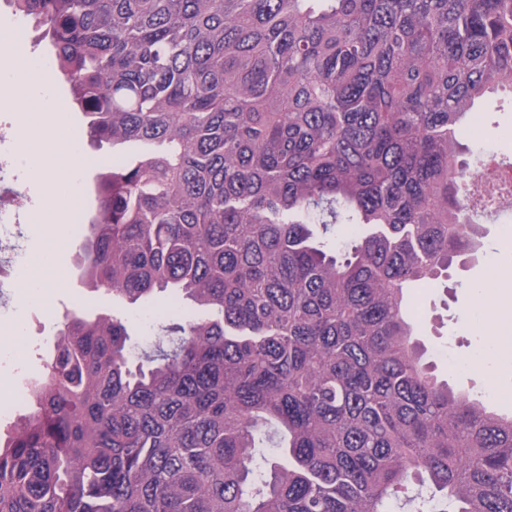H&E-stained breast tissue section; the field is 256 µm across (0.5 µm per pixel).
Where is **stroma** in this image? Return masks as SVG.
<instances>
[{
	"label": "stroma",
	"mask_w": 512,
	"mask_h": 512,
	"mask_svg": "<svg viewBox=\"0 0 512 512\" xmlns=\"http://www.w3.org/2000/svg\"><path fill=\"white\" fill-rule=\"evenodd\" d=\"M484 122L479 151H492L503 160L512 162V98L495 94L481 104ZM484 242V255L467 266H455L448 273L447 287L413 289L418 332L428 350L438 375L447 377L456 390L478 395L499 411L512 412V350L496 351L487 344L488 337L497 335L500 321H512V247L500 244L504 225L496 213L488 212L479 218ZM53 244L60 250V261L53 267H41L36 276L49 284L47 304L37 312H27L22 297H14L13 323L25 329L26 346L15 360H0V388L11 389L19 374L38 377L44 374L50 359L46 344L55 336L67 311L77 310L94 314L109 306L104 295L85 293L73 256L78 246L75 239L65 237L53 240L42 234L40 225H32L30 244L41 247ZM502 272L488 303L493 315L472 332H464L463 325L473 314L480 299L475 293L478 285L488 281L492 271ZM481 352L484 370L469 372L464 363L473 352Z\"/></svg>",
	"instance_id": "35a3bbf8"
}]
</instances>
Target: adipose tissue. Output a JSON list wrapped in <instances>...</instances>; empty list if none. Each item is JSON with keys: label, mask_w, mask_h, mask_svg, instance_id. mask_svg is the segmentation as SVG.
<instances>
[{"label": "adipose tissue", "mask_w": 512, "mask_h": 512, "mask_svg": "<svg viewBox=\"0 0 512 512\" xmlns=\"http://www.w3.org/2000/svg\"><path fill=\"white\" fill-rule=\"evenodd\" d=\"M0 83L9 87L17 100L38 99L47 111L43 124L27 129V139L39 143L50 141L67 150L69 165L62 172L53 166L50 156L45 153L29 151L25 154L28 166L41 178V187L49 200V219L57 225L66 224L69 220L68 204L82 193L81 174L89 161L80 145L72 140L67 119L54 114L56 99L49 83L23 82L9 69L0 71Z\"/></svg>", "instance_id": "1"}]
</instances>
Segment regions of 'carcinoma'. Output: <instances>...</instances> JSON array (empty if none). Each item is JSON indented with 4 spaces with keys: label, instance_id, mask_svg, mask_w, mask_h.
Here are the masks:
<instances>
[{
    "label": "carcinoma",
    "instance_id": "carcinoma-1",
    "mask_svg": "<svg viewBox=\"0 0 512 512\" xmlns=\"http://www.w3.org/2000/svg\"><path fill=\"white\" fill-rule=\"evenodd\" d=\"M6 2L112 151L85 289L196 314L63 316L0 512H512V417L438 380L410 295L474 249L512 0ZM165 304L170 306V317L186 313L181 311L180 307L171 305L170 300L163 293L158 294L157 300L153 304H148L142 308H125L121 310L122 317L129 331L133 333L137 340L142 342L153 338L159 322L155 307H165Z\"/></svg>",
    "mask_w": 512,
    "mask_h": 512
}]
</instances>
